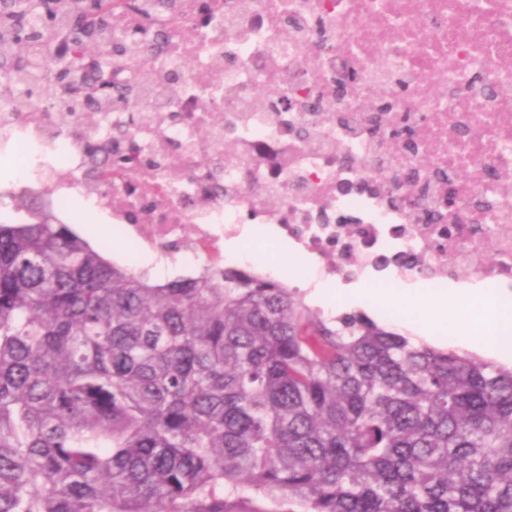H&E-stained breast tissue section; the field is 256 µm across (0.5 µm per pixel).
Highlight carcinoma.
<instances>
[{
    "instance_id": "1",
    "label": "carcinoma",
    "mask_w": 512,
    "mask_h": 512,
    "mask_svg": "<svg viewBox=\"0 0 512 512\" xmlns=\"http://www.w3.org/2000/svg\"><path fill=\"white\" fill-rule=\"evenodd\" d=\"M116 0H40L88 49ZM0 0V87L43 81ZM98 96L57 108L97 112ZM0 224V512H512V369L237 270L152 284L47 210Z\"/></svg>"
}]
</instances>
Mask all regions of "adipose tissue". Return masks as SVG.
Segmentation results:
<instances>
[{
    "instance_id": "1",
    "label": "adipose tissue",
    "mask_w": 512,
    "mask_h": 512,
    "mask_svg": "<svg viewBox=\"0 0 512 512\" xmlns=\"http://www.w3.org/2000/svg\"><path fill=\"white\" fill-rule=\"evenodd\" d=\"M342 286L316 284L311 295L335 300L337 309L382 303L408 307L432 330L442 331L450 345L476 350L501 362L512 361V306L496 288H355L352 299Z\"/></svg>"
}]
</instances>
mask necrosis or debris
I'll return each instance as SVG.
<instances>
[{
	"label": "necrosis or debris",
	"mask_w": 512,
	"mask_h": 512,
	"mask_svg": "<svg viewBox=\"0 0 512 512\" xmlns=\"http://www.w3.org/2000/svg\"><path fill=\"white\" fill-rule=\"evenodd\" d=\"M112 33L157 65L79 71L141 86L97 123L59 89L0 99L19 181L94 200L136 247L248 267L222 238L290 240L320 279L512 288V0H123Z\"/></svg>",
	"instance_id": "1"
}]
</instances>
